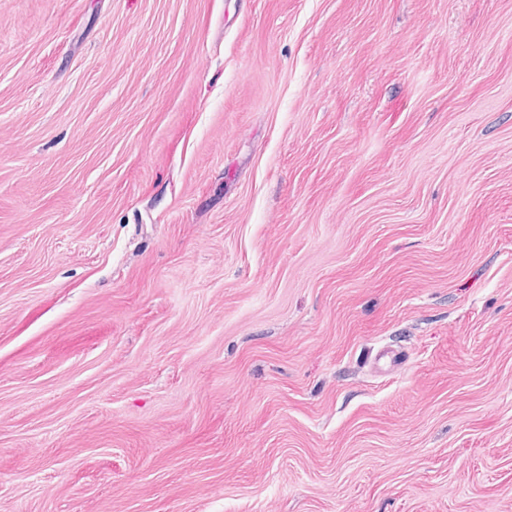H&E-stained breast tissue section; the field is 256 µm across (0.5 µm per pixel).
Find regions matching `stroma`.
Here are the masks:
<instances>
[{"label": "stroma", "instance_id": "obj_1", "mask_svg": "<svg viewBox=\"0 0 512 512\" xmlns=\"http://www.w3.org/2000/svg\"><path fill=\"white\" fill-rule=\"evenodd\" d=\"M0 512H512V0H0Z\"/></svg>", "mask_w": 512, "mask_h": 512}]
</instances>
